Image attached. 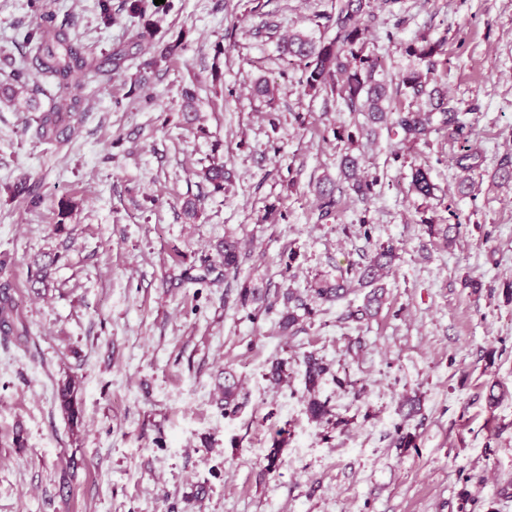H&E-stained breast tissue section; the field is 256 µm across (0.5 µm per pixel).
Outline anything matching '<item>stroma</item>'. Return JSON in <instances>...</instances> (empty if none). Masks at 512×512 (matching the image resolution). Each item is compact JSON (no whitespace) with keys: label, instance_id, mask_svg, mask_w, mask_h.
<instances>
[{"label":"stroma","instance_id":"obj_1","mask_svg":"<svg viewBox=\"0 0 512 512\" xmlns=\"http://www.w3.org/2000/svg\"><path fill=\"white\" fill-rule=\"evenodd\" d=\"M53 4L98 56L144 26L155 36L109 84L90 80L68 140L35 136L48 98L0 105V254L27 327L0 332V512H512V183L499 178L512 165V0L379 12L368 39L388 77L412 65L407 43L444 40L437 82L463 108L479 166L462 189L445 133L402 152L379 132L361 150L376 194L342 195L328 223L313 185L338 180L349 145L335 132L355 119L305 92L279 43L291 30L319 37L313 17L331 0H164L142 16L113 0L107 25L96 0ZM267 20L276 31L261 32ZM37 21L29 0H0V83L31 61L23 34ZM170 43L177 53L142 71ZM260 79L274 99L252 95ZM213 161L233 174L221 192L199 176ZM418 165L447 237L420 222ZM21 181L39 206L12 193ZM228 233L242 246L230 276L216 252ZM381 244L397 258L377 315L352 319L357 287L281 331L287 289L339 279ZM245 284L258 301L239 303ZM309 355L328 366L312 389ZM228 374L233 414L220 401ZM69 375L74 424L57 399ZM313 397L329 410L319 422ZM410 186L411 190L424 202L437 197L435 194L437 187L431 180L429 168L425 166L412 168Z\"/></svg>","mask_w":512,"mask_h":512}]
</instances>
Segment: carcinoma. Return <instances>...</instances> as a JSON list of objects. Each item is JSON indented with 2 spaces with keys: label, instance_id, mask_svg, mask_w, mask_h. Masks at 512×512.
<instances>
[{
  "label": "carcinoma",
  "instance_id": "1",
  "mask_svg": "<svg viewBox=\"0 0 512 512\" xmlns=\"http://www.w3.org/2000/svg\"><path fill=\"white\" fill-rule=\"evenodd\" d=\"M376 19L372 0H336L331 11L315 15V25L322 29L319 39L293 35L283 41L281 52L300 70L299 83L308 92L325 93L340 100L352 113L366 116L367 123L353 132L340 130L336 138L353 145L361 139L372 140L377 135L375 125L383 124L401 136V145L411 148L428 143L429 137L441 130L455 142L467 143L469 129L459 118L461 108L453 105L435 82L439 57L444 54V41L432 40L426 35L417 37L406 47V54L415 65L400 73L394 80L380 74L381 62L370 46L367 37L369 23ZM56 14L41 4L39 22L24 35L29 46L34 69L21 64L12 71V80L23 87H30L29 102L46 94L44 79L54 82L55 94L51 105L38 121L35 135L42 140H57L69 129L68 123L83 110L84 88L90 76L103 84L112 80V67L132 56L129 50L118 48L101 58L91 57L77 48L63 27H56ZM340 173L344 186L334 182L319 181L315 184L319 221L337 219L340 198L337 194H353L364 200L375 194L380 184L378 177L370 179L359 174V157L345 153L340 160ZM201 177L218 192L228 180L224 163L212 162L201 171ZM411 190L427 201L436 198V185L429 169L416 166L411 171ZM224 273L235 272L241 264L239 242L232 236L221 243ZM395 248L379 245L368 264L356 269L353 276L360 285L371 287L363 306L352 317L359 320L372 315L383 299V288L376 286L379 271L392 265ZM315 298L335 301L345 296L347 284L319 281L309 288ZM288 311L281 320L285 330L297 322L296 310H308L301 294L289 292L284 296ZM22 323L14 305L10 283L0 284V327L11 331ZM305 376L314 387L326 373L327 367L317 358L309 356L304 361ZM60 406L67 416L78 417V407L72 381L61 382L58 390ZM237 385L232 375L224 376V410L237 407Z\"/></svg>",
  "mask_w": 512,
  "mask_h": 512
}]
</instances>
